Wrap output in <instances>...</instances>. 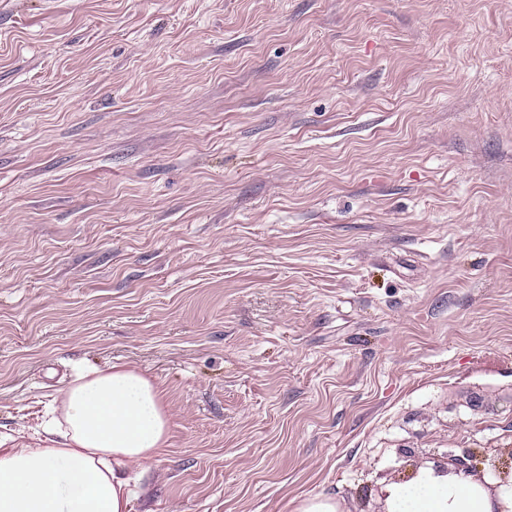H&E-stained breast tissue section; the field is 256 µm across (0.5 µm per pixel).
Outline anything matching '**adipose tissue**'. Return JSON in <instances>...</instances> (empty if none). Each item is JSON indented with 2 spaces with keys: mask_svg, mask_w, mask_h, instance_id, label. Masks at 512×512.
Segmentation results:
<instances>
[{
  "mask_svg": "<svg viewBox=\"0 0 512 512\" xmlns=\"http://www.w3.org/2000/svg\"><path fill=\"white\" fill-rule=\"evenodd\" d=\"M43 436L0 438V512H133L136 488L164 452V393L123 364L59 390ZM386 512H512L504 479L420 468L386 489Z\"/></svg>",
  "mask_w": 512,
  "mask_h": 512,
  "instance_id": "adipose-tissue-1",
  "label": "adipose tissue"
}]
</instances>
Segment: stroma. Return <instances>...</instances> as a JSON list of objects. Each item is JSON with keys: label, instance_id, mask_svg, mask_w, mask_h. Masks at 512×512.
<instances>
[{"label": "stroma", "instance_id": "35a3bbf8", "mask_svg": "<svg viewBox=\"0 0 512 512\" xmlns=\"http://www.w3.org/2000/svg\"><path fill=\"white\" fill-rule=\"evenodd\" d=\"M113 363L134 512L512 470V0H0V436Z\"/></svg>", "mask_w": 512, "mask_h": 512}]
</instances>
